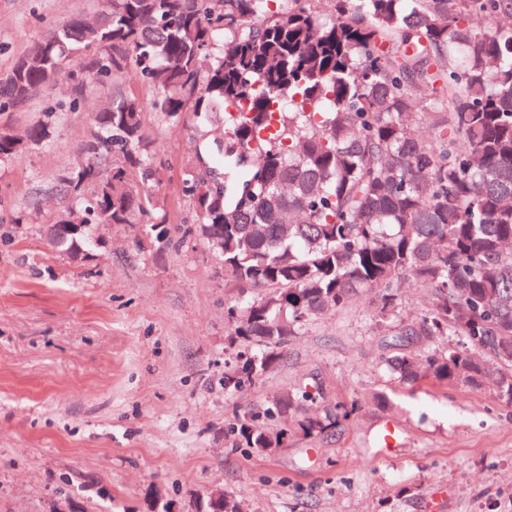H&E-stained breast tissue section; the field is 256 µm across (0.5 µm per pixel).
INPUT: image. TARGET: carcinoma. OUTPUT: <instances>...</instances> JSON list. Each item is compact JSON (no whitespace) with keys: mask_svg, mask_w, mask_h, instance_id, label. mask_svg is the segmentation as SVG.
I'll return each mask as SVG.
<instances>
[{"mask_svg":"<svg viewBox=\"0 0 512 512\" xmlns=\"http://www.w3.org/2000/svg\"><path fill=\"white\" fill-rule=\"evenodd\" d=\"M105 0L93 23L53 28L0 74V112L66 79L79 91L132 69L154 90L152 112L221 124L205 151L226 179L182 176L193 223L167 227L153 141L139 96L121 89L93 115L84 161L63 173L49 244L87 258L89 232L149 226L148 245L195 236L224 281L261 288L228 315L242 347L224 386H251L307 321L375 289L390 315L410 277L432 294L406 323L423 350L387 361L406 382L435 378L487 389L512 408V0ZM484 16L501 21L475 28ZM425 121L433 138L415 137ZM53 111L23 135L0 132V162L54 133ZM451 336L454 345H437ZM345 406L292 389L237 420L245 447L268 453L291 417L312 437Z\"/></svg>","mask_w":512,"mask_h":512,"instance_id":"carcinoma-1","label":"carcinoma"}]
</instances>
